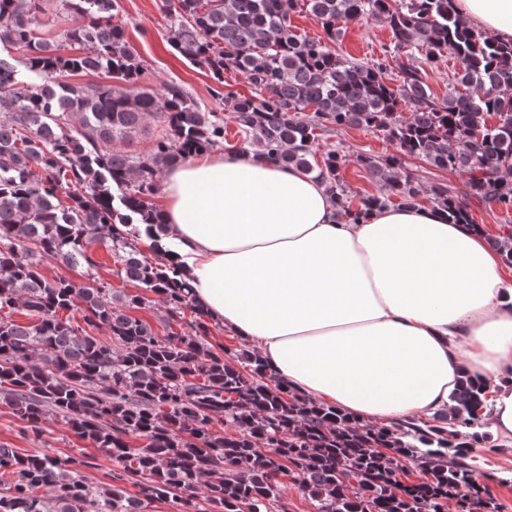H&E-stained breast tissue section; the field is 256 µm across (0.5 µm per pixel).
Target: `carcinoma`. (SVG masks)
I'll return each mask as SVG.
<instances>
[{
    "instance_id": "obj_1",
    "label": "carcinoma",
    "mask_w": 512,
    "mask_h": 512,
    "mask_svg": "<svg viewBox=\"0 0 512 512\" xmlns=\"http://www.w3.org/2000/svg\"><path fill=\"white\" fill-rule=\"evenodd\" d=\"M304 7L327 40L296 32ZM117 8L118 0H0V46L27 55L24 76L0 57V312L22 307L33 318L0 315V403L34 440L54 415L116 462L110 481L92 486L85 455L0 447V512H146L154 501L174 512H272L287 473L313 512H445L452 493L458 512H497L479 496L470 456L491 439L483 384L461 377L445 426L362 425L281 387L258 354L212 343L177 268L142 255L139 240L165 230L152 203L163 173L224 145L227 127L182 85L141 84L143 67L113 22ZM168 14L170 46L209 73L238 126L234 149L305 170L345 216L394 198L415 204L424 189L402 172L408 157L467 176L461 188L431 187L448 222L474 223L475 203L512 213V181L501 175L512 167V43L476 29L454 0H174ZM370 19L390 28L383 57L369 64L337 53L345 25ZM47 26L63 28L60 42L39 36ZM448 50L464 91L440 98L426 66ZM235 71L255 95L224 84ZM96 72L112 82L61 79ZM151 118L161 132L149 154L115 148ZM331 127L377 129L397 146L357 157L380 187L356 208L340 177L347 155L316 156L319 132ZM489 242L512 267V231ZM96 244L181 331L161 339L130 315L143 304L138 294L43 275L46 257L93 268ZM73 309L85 326L61 316ZM401 457L420 462L425 479L399 482Z\"/></svg>"
}]
</instances>
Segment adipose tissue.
I'll use <instances>...</instances> for the list:
<instances>
[{"mask_svg":"<svg viewBox=\"0 0 512 512\" xmlns=\"http://www.w3.org/2000/svg\"><path fill=\"white\" fill-rule=\"evenodd\" d=\"M512 42V0H455ZM163 246L196 302L298 394L363 424L433 420L460 376L486 384L512 446V283L485 235L439 208L352 223L320 181L238 152L167 171Z\"/></svg>","mask_w":512,"mask_h":512,"instance_id":"adipose-tissue-1","label":"adipose tissue"}]
</instances>
